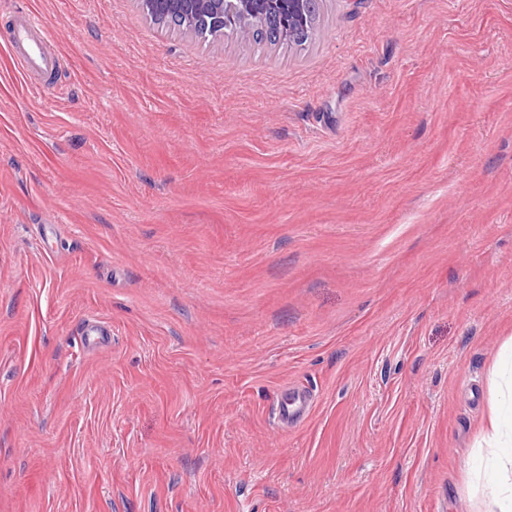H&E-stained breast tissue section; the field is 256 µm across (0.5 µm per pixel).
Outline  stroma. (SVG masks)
<instances>
[{"label":"stroma","instance_id":"35a3bbf8","mask_svg":"<svg viewBox=\"0 0 512 512\" xmlns=\"http://www.w3.org/2000/svg\"><path fill=\"white\" fill-rule=\"evenodd\" d=\"M511 339L512 0H323L302 47L0 0V512H487ZM52 40V32L45 27L37 15L23 14L14 34L17 70L25 75L38 70L54 68L60 70L61 59L46 51L47 43ZM309 409L308 398L305 392H294L279 408L282 423L288 426L289 422L299 420Z\"/></svg>","mask_w":512,"mask_h":512}]
</instances>
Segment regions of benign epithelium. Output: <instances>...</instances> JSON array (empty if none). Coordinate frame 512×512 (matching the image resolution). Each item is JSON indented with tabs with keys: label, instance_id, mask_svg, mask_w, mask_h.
<instances>
[{
	"label": "benign epithelium",
	"instance_id": "benign-epithelium-1",
	"mask_svg": "<svg viewBox=\"0 0 512 512\" xmlns=\"http://www.w3.org/2000/svg\"><path fill=\"white\" fill-rule=\"evenodd\" d=\"M139 9L149 18L158 15L177 14L182 18L187 30L196 28L202 21L211 28L228 32L229 22L224 17V0H136ZM313 0H236V15L242 28L234 36L245 38L252 25L272 26L280 38L289 39L291 35L302 33L315 34L316 26L312 22Z\"/></svg>",
	"mask_w": 512,
	"mask_h": 512
}]
</instances>
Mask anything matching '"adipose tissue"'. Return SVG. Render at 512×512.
<instances>
[{"label": "adipose tissue", "instance_id": "obj_1", "mask_svg": "<svg viewBox=\"0 0 512 512\" xmlns=\"http://www.w3.org/2000/svg\"><path fill=\"white\" fill-rule=\"evenodd\" d=\"M494 398L482 443L486 458L479 478L488 492L490 512H512V341L505 343L491 372Z\"/></svg>", "mask_w": 512, "mask_h": 512}]
</instances>
